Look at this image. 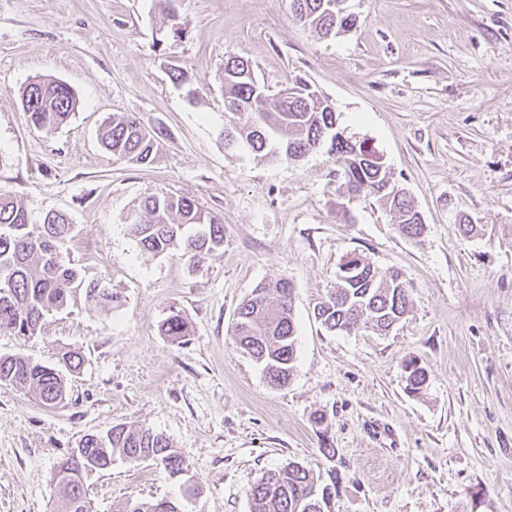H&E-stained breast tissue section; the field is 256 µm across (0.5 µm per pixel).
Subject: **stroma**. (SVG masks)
Returning a JSON list of instances; mask_svg holds the SVG:
<instances>
[{"mask_svg":"<svg viewBox=\"0 0 512 512\" xmlns=\"http://www.w3.org/2000/svg\"><path fill=\"white\" fill-rule=\"evenodd\" d=\"M288 3L174 0L175 38L158 0H0V190L34 217L67 213L62 262L122 297L112 309L77 299L25 340L0 332V356L83 357L54 408L0 383V512H52L58 462L119 424L168 437L203 491L117 460L88 480L90 512L129 498L250 512L251 486L321 462L325 437L340 476L332 512H512V0H346L356 24L335 38L293 21ZM232 56L268 94L295 75L315 85L345 136L410 192L420 236L349 196L327 150L295 164L225 150L219 76ZM37 77L76 93L66 125L38 128L23 110ZM115 113L162 128L152 166L102 149ZM162 191L223 221V253L192 265L141 251L125 218ZM352 253L407 280L412 310L387 335L331 333L313 314ZM281 278L297 322L283 387L232 336L239 303ZM175 311L191 329L182 343L160 332ZM411 357L429 373L420 397L405 390Z\"/></svg>","mask_w":512,"mask_h":512,"instance_id":"1","label":"stroma"}]
</instances>
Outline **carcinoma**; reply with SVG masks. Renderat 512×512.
<instances>
[{"label": "carcinoma", "instance_id": "1", "mask_svg": "<svg viewBox=\"0 0 512 512\" xmlns=\"http://www.w3.org/2000/svg\"><path fill=\"white\" fill-rule=\"evenodd\" d=\"M293 19L324 37L351 29L356 18L329 8V0H289ZM224 105L233 122L220 136L233 138L238 146L276 160L301 161L309 152L328 147L343 161L346 189L365 193L394 214L398 231L408 237L419 234L422 223L410 196L396 185L387 167L371 158L372 151L335 128L336 113L319 91L297 77L290 93L270 96L257 81L250 63L241 57L224 61L221 73ZM21 103L31 122L44 129L66 125L77 108V98L63 81L39 78L21 93ZM163 133L147 129L128 114H114L101 128L102 147L113 155L147 166L154 162ZM129 229L141 251L153 257L179 252L196 264L224 251V225L204 212L195 199L162 192L143 199L133 210ZM73 231L69 216L61 211L46 213L36 222L32 210L6 192H0V330L17 336H35L45 317L67 308L77 295L103 308L121 304V297L100 281H88L76 267L64 264L58 245ZM412 300L402 274L383 271L360 255L341 261L336 288L318 302L314 313L329 332H357L370 328L386 334L411 311ZM160 331L181 342L189 335V323L178 312L170 315ZM233 336L238 350L262 367L275 385L288 383L296 360V324L293 286L286 279L257 285L237 308ZM79 352H61L59 367L33 361L22 353L0 356V383L16 385L46 406L62 403L67 394L66 373L81 368ZM428 373L419 365L407 372L406 390L418 396L426 391ZM86 456L136 462L142 457L161 464L173 478L189 472L182 453L169 439L147 427L115 425L108 431L82 440ZM96 467L69 454L59 462L54 477L55 512H68V502L86 498V482ZM339 481L336 468L329 469V482H321L311 467L291 463L267 474L248 491L250 512H331ZM113 512H184L176 499L156 502L127 500Z\"/></svg>", "mask_w": 512, "mask_h": 512}]
</instances>
